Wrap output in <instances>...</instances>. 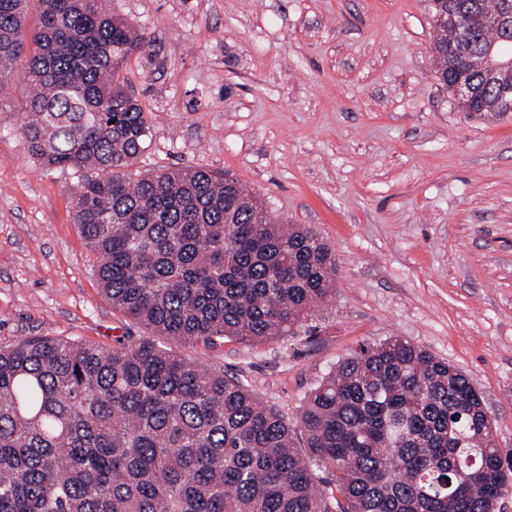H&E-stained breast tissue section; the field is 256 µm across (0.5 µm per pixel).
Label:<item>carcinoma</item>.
<instances>
[{"mask_svg": "<svg viewBox=\"0 0 512 512\" xmlns=\"http://www.w3.org/2000/svg\"><path fill=\"white\" fill-rule=\"evenodd\" d=\"M0 0V87L26 58L20 126L78 173L75 223L112 307L147 335L111 346H0V512H500L512 490L494 422L452 364L399 337L367 344L307 395L299 445L280 412L175 347L294 335L333 293L336 258L278 224L235 178L133 169L149 126L120 68L150 40L104 0ZM505 0H431L433 71L503 104L480 64L512 59L488 25Z\"/></svg>", "mask_w": 512, "mask_h": 512, "instance_id": "carcinoma-1", "label": "carcinoma"}]
</instances>
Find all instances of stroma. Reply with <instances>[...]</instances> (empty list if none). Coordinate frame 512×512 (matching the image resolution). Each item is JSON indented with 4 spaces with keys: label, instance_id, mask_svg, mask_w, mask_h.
<instances>
[{
    "label": "stroma",
    "instance_id": "stroma-1",
    "mask_svg": "<svg viewBox=\"0 0 512 512\" xmlns=\"http://www.w3.org/2000/svg\"><path fill=\"white\" fill-rule=\"evenodd\" d=\"M109 6L150 41L120 74L150 127L136 169L229 172L336 256L335 291L297 335L180 354L293 423L339 361L397 336L466 373L512 449V116H469L435 78L430 0ZM27 93L19 74L0 88V346L141 336L98 286L76 177L17 128Z\"/></svg>",
    "mask_w": 512,
    "mask_h": 512
}]
</instances>
